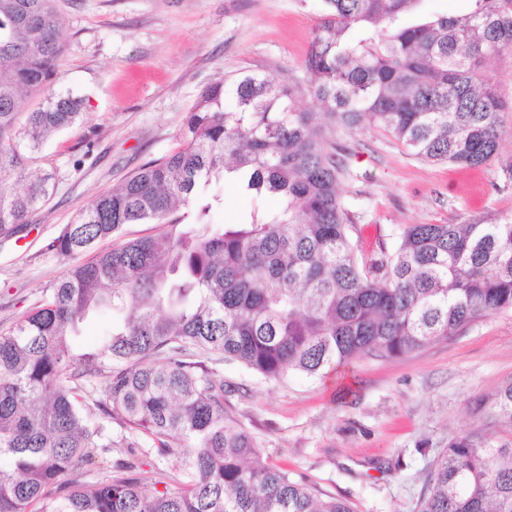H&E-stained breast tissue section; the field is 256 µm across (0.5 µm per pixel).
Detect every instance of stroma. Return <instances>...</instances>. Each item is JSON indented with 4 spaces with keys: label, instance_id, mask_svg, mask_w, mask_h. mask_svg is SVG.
<instances>
[{
    "label": "stroma",
    "instance_id": "35a3bbf8",
    "mask_svg": "<svg viewBox=\"0 0 512 512\" xmlns=\"http://www.w3.org/2000/svg\"><path fill=\"white\" fill-rule=\"evenodd\" d=\"M67 38L54 88L83 99L82 116L35 155L53 189L12 237L0 238V332L36 307L72 266L50 251L74 214L146 162L176 150L187 112L209 85L244 71L302 76L320 0H58ZM499 158L463 168L409 154L374 128L339 134L349 174L341 187L366 259L394 248L400 224L512 221V112ZM230 415L252 434L261 462L354 512H418L433 466L451 439L512 437L476 403L512 379V311L393 358L366 356L345 370L275 380L217 365ZM113 425L112 466L133 459L181 480L176 459L129 456Z\"/></svg>",
    "mask_w": 512,
    "mask_h": 512
}]
</instances>
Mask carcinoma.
Masks as SVG:
<instances>
[{
    "label": "carcinoma",
    "mask_w": 512,
    "mask_h": 512,
    "mask_svg": "<svg viewBox=\"0 0 512 512\" xmlns=\"http://www.w3.org/2000/svg\"><path fill=\"white\" fill-rule=\"evenodd\" d=\"M419 2L322 0L303 78L210 85L176 151L80 209L49 244L76 256L126 224L163 227L74 265L0 333V512H353L258 460L210 363L315 376L512 310L511 222L399 225L395 250L370 261L352 242L336 131L378 128L419 159L478 167L498 156L501 114L512 112L485 69L512 50V0L404 23ZM64 47L56 0H0V236L46 201L53 175L31 171L32 155L81 115L82 98L52 92L19 123L21 98L54 85ZM305 93L322 111L298 108ZM228 178L278 206L208 223L212 201L198 188ZM103 309L117 316L112 330L78 352L80 324ZM487 405L512 433L511 379ZM114 420L130 453L142 434L179 459L181 487L160 490L129 463L79 480L80 465L112 448ZM419 512H512V441L452 439Z\"/></svg>",
    "instance_id": "cac0c4a2"
}]
</instances>
